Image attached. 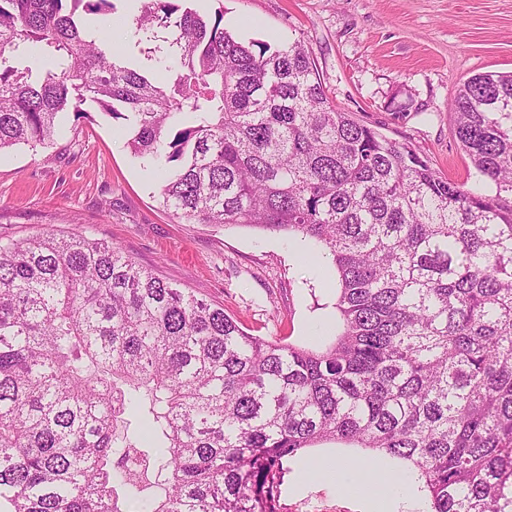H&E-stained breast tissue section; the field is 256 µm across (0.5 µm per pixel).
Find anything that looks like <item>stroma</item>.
<instances>
[{"mask_svg": "<svg viewBox=\"0 0 512 512\" xmlns=\"http://www.w3.org/2000/svg\"><path fill=\"white\" fill-rule=\"evenodd\" d=\"M224 11L238 40L301 39L337 107L405 144L436 173L490 194L457 140L448 112L458 87L512 72V0H195ZM118 0L98 25L124 58L145 64ZM122 121L62 114L52 145L0 153V238L76 233L121 246L162 278L223 307L242 329L285 344L326 343L339 322L335 273L314 241L240 224H180L163 207L156 161L134 157ZM284 466L282 504L378 512L375 494Z\"/></svg>", "mask_w": 512, "mask_h": 512, "instance_id": "35a3bbf8", "label": "stroma"}]
</instances>
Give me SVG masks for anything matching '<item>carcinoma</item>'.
<instances>
[{
  "label": "carcinoma",
  "mask_w": 512,
  "mask_h": 512,
  "mask_svg": "<svg viewBox=\"0 0 512 512\" xmlns=\"http://www.w3.org/2000/svg\"><path fill=\"white\" fill-rule=\"evenodd\" d=\"M114 9L0 0V153L67 111L126 121L179 223L318 242L341 329L286 345L112 243H0L4 512H278L284 463L328 444L408 463L426 512H512V74L449 107L482 195L338 109L303 41L142 0L149 73L89 31Z\"/></svg>",
  "instance_id": "carcinoma-1"
}]
</instances>
